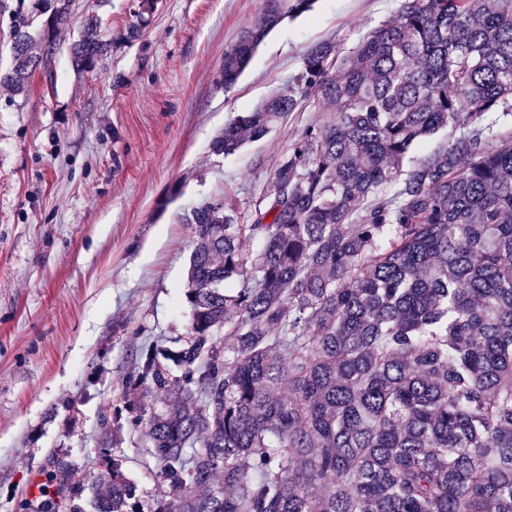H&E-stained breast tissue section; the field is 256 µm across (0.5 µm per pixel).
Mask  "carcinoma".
<instances>
[{
	"instance_id": "cac0c4a2",
	"label": "carcinoma",
	"mask_w": 512,
	"mask_h": 512,
	"mask_svg": "<svg viewBox=\"0 0 512 512\" xmlns=\"http://www.w3.org/2000/svg\"><path fill=\"white\" fill-rule=\"evenodd\" d=\"M314 4L262 0L224 88ZM156 9L139 0L127 41ZM110 48L91 24L70 55L87 71ZM11 52L0 83L24 92L56 43L18 25ZM306 102L334 113L281 155L249 223L224 194L182 216L186 336L133 358L97 437L107 482L58 460L44 512H512V0H403L346 55L313 45L211 152ZM126 431L163 488L147 504L114 452Z\"/></svg>"
}]
</instances>
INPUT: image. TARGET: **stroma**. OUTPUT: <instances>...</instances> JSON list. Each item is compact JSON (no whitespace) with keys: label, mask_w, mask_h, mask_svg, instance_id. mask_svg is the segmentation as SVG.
I'll use <instances>...</instances> for the list:
<instances>
[{"label":"stroma","mask_w":512,"mask_h":512,"mask_svg":"<svg viewBox=\"0 0 512 512\" xmlns=\"http://www.w3.org/2000/svg\"><path fill=\"white\" fill-rule=\"evenodd\" d=\"M138 3L73 0L49 74L23 96L0 84V512H19L58 459L101 481L94 437L135 354L188 329L194 235L182 214L220 194L249 212L281 154L325 114L305 105L227 157L211 154L212 138L285 89L312 44L348 54L402 0H317L228 90L224 51L261 0H159L139 40L77 70L68 48L83 26L125 29Z\"/></svg>","instance_id":"1"}]
</instances>
